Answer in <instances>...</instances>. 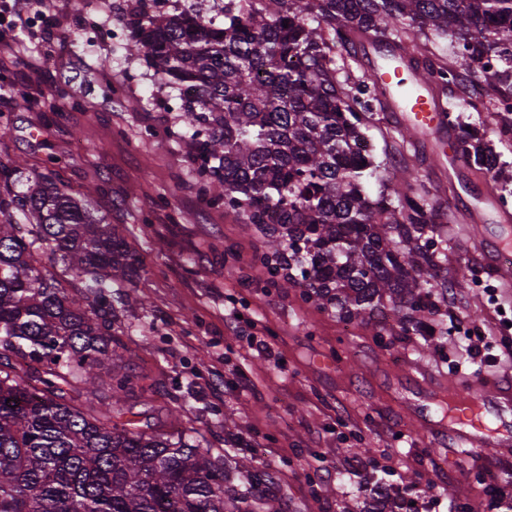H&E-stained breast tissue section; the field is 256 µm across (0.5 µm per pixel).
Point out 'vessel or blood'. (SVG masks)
Returning <instances> with one entry per match:
<instances>
[{
  "label": "vessel or blood",
  "mask_w": 512,
  "mask_h": 512,
  "mask_svg": "<svg viewBox=\"0 0 512 512\" xmlns=\"http://www.w3.org/2000/svg\"><path fill=\"white\" fill-rule=\"evenodd\" d=\"M411 54L408 48L396 51L384 48L372 58L370 67L384 85L392 111L400 113L403 123L412 132L441 133L448 167L457 169L464 163L463 147L456 133H444L443 107L430 87L422 78L411 77L409 68L404 65V58ZM476 247L497 277L505 281L512 279V240L490 242L480 236ZM448 399L456 409L452 436L467 448L499 446L495 430L485 418L512 407L511 381L474 380L449 388Z\"/></svg>",
  "instance_id": "b4317fda"
}]
</instances>
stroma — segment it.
<instances>
[{"label": "stroma", "mask_w": 512, "mask_h": 512, "mask_svg": "<svg viewBox=\"0 0 512 512\" xmlns=\"http://www.w3.org/2000/svg\"><path fill=\"white\" fill-rule=\"evenodd\" d=\"M130 0H50L18 33L39 55L40 72L0 63V170L18 157L49 171L72 192L93 186L94 216L116 227L140 259L129 287L146 301L124 317L129 373L145 376L135 411L169 424L190 404L212 447L224 445L222 417L234 413L237 443L273 477L282 512H353L368 484L413 478L416 512H504L487 494L512 496V447L460 448L444 433L439 405L448 380L512 375V284L485 266L470 242L466 207L492 183L512 200V141L502 139L492 101L462 105L463 87L440 90L461 126L483 127L500 154L497 177L468 167L448 172L434 135L414 137L396 113L379 111L363 128L380 166L364 192L377 198L383 180L414 162L434 201L438 247L451 276L435 320L448 326L440 343L404 335L389 321L344 322L314 307L298 288H276L254 257L257 235L236 214L204 202L181 136L180 101L142 57L128 50ZM118 92L117 101L106 98ZM33 102L19 109L17 91ZM459 219L446 223L447 211ZM469 269L453 279L455 267ZM238 311L262 350L251 349L225 316ZM480 349L478 372L456 370L467 345ZM368 454H359L360 445Z\"/></svg>", "instance_id": "stroma-1"}]
</instances>
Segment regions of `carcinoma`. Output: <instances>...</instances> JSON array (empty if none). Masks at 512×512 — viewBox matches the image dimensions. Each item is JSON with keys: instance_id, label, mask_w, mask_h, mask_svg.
<instances>
[{"instance_id": "obj_1", "label": "carcinoma", "mask_w": 512, "mask_h": 512, "mask_svg": "<svg viewBox=\"0 0 512 512\" xmlns=\"http://www.w3.org/2000/svg\"><path fill=\"white\" fill-rule=\"evenodd\" d=\"M131 48L175 92L209 205L265 235L256 255L283 288L343 321L386 311L404 332L448 334L424 312L448 294L437 280L434 208L415 165L370 200L375 166L356 154L362 126L384 108L371 73L348 89L330 44L355 38L401 48L427 30L451 35L453 61L409 66L431 85L469 76L479 96L512 113V0H225L206 13L160 14L137 0ZM466 163L497 173L500 154L476 134ZM26 190L0 189V512H280L271 475L203 447L195 419L150 432L129 400L122 318L135 300L117 288L136 256L47 172L15 166ZM381 508L413 512L379 481Z\"/></svg>"}]
</instances>
